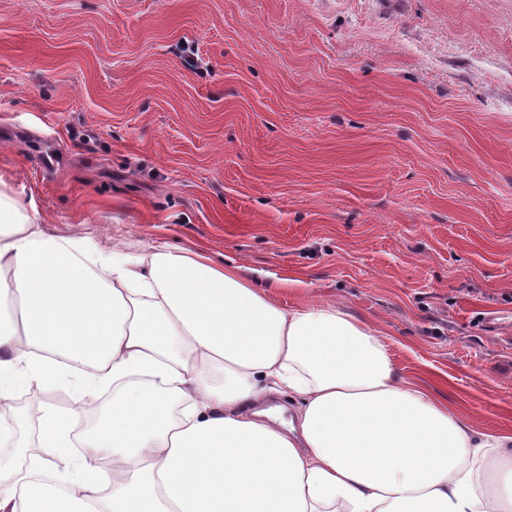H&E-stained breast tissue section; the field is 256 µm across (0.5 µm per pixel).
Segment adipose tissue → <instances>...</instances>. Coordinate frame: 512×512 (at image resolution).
I'll return each mask as SVG.
<instances>
[{
	"mask_svg": "<svg viewBox=\"0 0 512 512\" xmlns=\"http://www.w3.org/2000/svg\"><path fill=\"white\" fill-rule=\"evenodd\" d=\"M44 225L0 188V402L70 387L38 414L39 455L0 421V512H512V436L401 378L364 319L275 303L203 253Z\"/></svg>",
	"mask_w": 512,
	"mask_h": 512,
	"instance_id": "adipose-tissue-1",
	"label": "adipose tissue"
}]
</instances>
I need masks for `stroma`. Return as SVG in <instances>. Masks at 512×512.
Here are the masks:
<instances>
[{
	"label": "stroma",
	"mask_w": 512,
	"mask_h": 512,
	"mask_svg": "<svg viewBox=\"0 0 512 512\" xmlns=\"http://www.w3.org/2000/svg\"><path fill=\"white\" fill-rule=\"evenodd\" d=\"M0 180L50 234L337 302L512 434V0H0ZM67 391L17 389V434Z\"/></svg>",
	"instance_id": "obj_1"
}]
</instances>
